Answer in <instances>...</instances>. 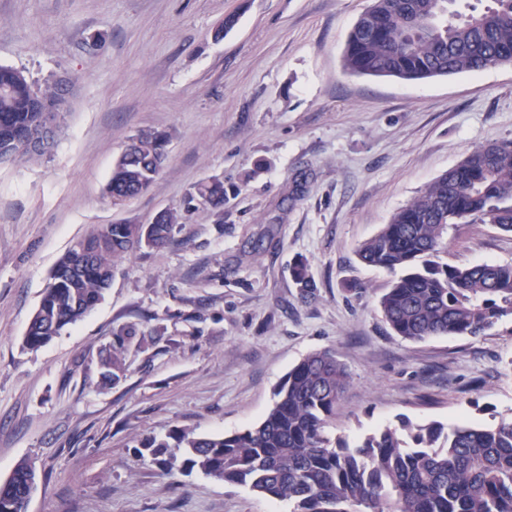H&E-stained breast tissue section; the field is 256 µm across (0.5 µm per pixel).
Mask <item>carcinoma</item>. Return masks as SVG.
<instances>
[{"instance_id": "obj_1", "label": "carcinoma", "mask_w": 512, "mask_h": 512, "mask_svg": "<svg viewBox=\"0 0 512 512\" xmlns=\"http://www.w3.org/2000/svg\"><path fill=\"white\" fill-rule=\"evenodd\" d=\"M457 0H372L354 23L344 70L417 81L512 65V0L468 15ZM62 110L55 84L36 86L23 71L0 65V162L34 158L27 134L46 110ZM166 136L142 130L119 156L106 185L113 202L145 194L166 158ZM224 207V181L199 184L185 199ZM180 215L165 224H114L80 239L95 254L77 266L72 251L58 260L31 319L24 346L50 343L82 319L110 287L115 266L135 249L165 247ZM494 224L512 232V142L475 148L453 169L395 212L358 249L360 260L399 276L381 296L384 320L399 336H479L512 317V264L459 267L439 261L448 226ZM295 285L315 288L306 261L291 268ZM104 380L124 371L118 351L102 362ZM345 367L328 351L306 356L274 388L255 426L230 435L199 437L173 430L139 446L161 466L181 452L182 467L198 469L256 494L292 503V512H512V416L488 424L414 425L401 419L355 443L325 435L348 383ZM31 466L19 464L0 485V512H24Z\"/></svg>"}]
</instances>
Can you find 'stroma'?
I'll use <instances>...</instances> for the list:
<instances>
[{
    "label": "stroma",
    "instance_id": "1",
    "mask_svg": "<svg viewBox=\"0 0 512 512\" xmlns=\"http://www.w3.org/2000/svg\"><path fill=\"white\" fill-rule=\"evenodd\" d=\"M370 0H0V65L73 88L48 155L0 164V480L31 463L27 512H291L243 485L140 456L137 439L257 424L307 355L349 374L326 432L356 441L404 417L449 427L512 415V318L411 341L382 318L392 272L356 251L470 150L512 141V66L406 82L347 73ZM236 23L215 37L227 15ZM165 133L149 191L105 187L139 130ZM222 214H184L119 263L104 298L23 347L50 274L101 224H146L200 183ZM306 260L303 296L290 267ZM442 261L512 263V232L454 224ZM131 326L136 339L115 332ZM122 347L126 371L103 383ZM195 201L206 204L212 210H220L224 207V181L220 179H212L205 183L199 184L193 192H190L185 203L187 209Z\"/></svg>",
    "mask_w": 512,
    "mask_h": 512
}]
</instances>
